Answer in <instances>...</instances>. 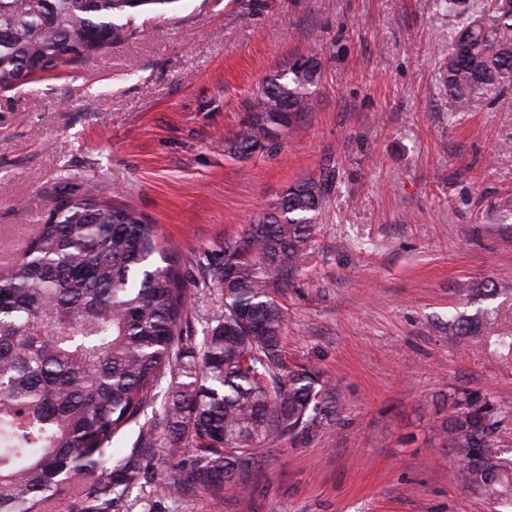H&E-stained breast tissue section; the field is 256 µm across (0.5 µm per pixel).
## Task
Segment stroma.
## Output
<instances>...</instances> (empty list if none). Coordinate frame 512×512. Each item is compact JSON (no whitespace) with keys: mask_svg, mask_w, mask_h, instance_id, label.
Masks as SVG:
<instances>
[{"mask_svg":"<svg viewBox=\"0 0 512 512\" xmlns=\"http://www.w3.org/2000/svg\"><path fill=\"white\" fill-rule=\"evenodd\" d=\"M459 23L441 0H180L135 12L132 39L0 94V260L57 195L120 191L158 225L200 341L223 299L205 257L289 184L331 175L324 209L276 299L285 362L319 369L336 408L310 434L260 449L252 496L159 492L175 459L148 465L118 512H512L460 481L443 431L448 397L499 404L512 461V359L449 332L472 314L458 290L512 282V104L453 111L441 85ZM321 51L316 111L265 149L232 158L224 136L264 80Z\"/></svg>","mask_w":512,"mask_h":512,"instance_id":"1","label":"stroma"}]
</instances>
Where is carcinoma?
Listing matches in <instances>:
<instances>
[{
  "label": "carcinoma",
  "instance_id": "1",
  "mask_svg": "<svg viewBox=\"0 0 512 512\" xmlns=\"http://www.w3.org/2000/svg\"><path fill=\"white\" fill-rule=\"evenodd\" d=\"M179 0H0V91L71 65L133 36L121 19ZM446 0L462 22L448 43L443 86L454 111L503 103L512 91V0ZM322 60L293 57L268 77L224 151L250 155L265 126H284L315 108ZM328 180L291 183L242 235L208 260L224 313L200 347L187 343L190 300L158 228L131 206L100 194L67 193L0 265V512H48L69 497L112 512L147 479L111 460L113 440L140 425L138 448L193 452L190 470L166 489L227 487L249 497L257 450L320 426L335 402L322 373L283 360L285 314L273 295L288 285L317 223ZM512 297L500 282L477 281L464 296ZM493 315L452 320L466 336ZM163 417L141 422L162 380ZM445 430L459 452L461 481L512 501V480L492 449L501 408L468 392L454 396Z\"/></svg>",
  "mask_w": 512,
  "mask_h": 512
}]
</instances>
